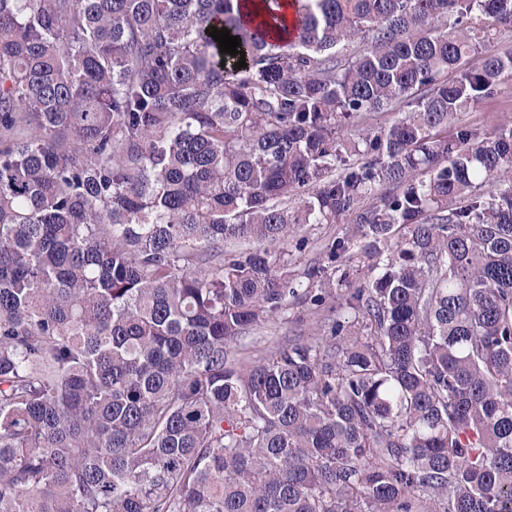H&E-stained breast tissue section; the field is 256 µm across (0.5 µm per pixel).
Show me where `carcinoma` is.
I'll use <instances>...</instances> for the list:
<instances>
[{
	"label": "carcinoma",
	"mask_w": 512,
	"mask_h": 512,
	"mask_svg": "<svg viewBox=\"0 0 512 512\" xmlns=\"http://www.w3.org/2000/svg\"><path fill=\"white\" fill-rule=\"evenodd\" d=\"M261 9L0 0V512H512V0ZM462 121L488 131L502 127L512 128V81L501 84L492 97L463 114ZM345 225L343 224H312L306 227L301 236L305 237L307 244L301 252L295 248V241H288L283 247L288 253L292 254V266L290 270H302L305 265L310 264L315 258L319 257L321 247L336 237L344 234ZM288 315L270 320L264 325L250 330L232 348L236 358L242 357L246 362L258 363L265 359L275 344L285 337L298 338L317 336L316 322L307 315L302 303L290 306ZM303 318V322L299 319Z\"/></svg>",
	"instance_id": "carcinoma-1"
}]
</instances>
